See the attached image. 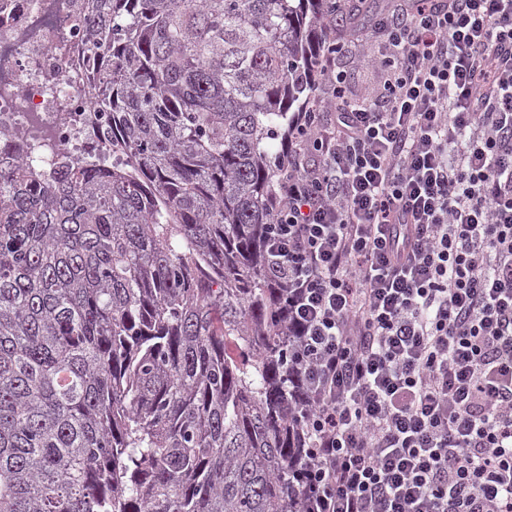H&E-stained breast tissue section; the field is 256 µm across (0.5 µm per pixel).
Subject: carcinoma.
I'll list each match as a JSON object with an SVG mask.
<instances>
[{"instance_id":"obj_1","label":"carcinoma","mask_w":512,"mask_h":512,"mask_svg":"<svg viewBox=\"0 0 512 512\" xmlns=\"http://www.w3.org/2000/svg\"><path fill=\"white\" fill-rule=\"evenodd\" d=\"M364 0H92L100 149L0 158V512H303L260 240L326 24Z\"/></svg>"}]
</instances>
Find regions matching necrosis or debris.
Returning <instances> with one entry per match:
<instances>
[{
    "mask_svg": "<svg viewBox=\"0 0 512 512\" xmlns=\"http://www.w3.org/2000/svg\"><path fill=\"white\" fill-rule=\"evenodd\" d=\"M91 0H0V152L34 169L77 162L95 127Z\"/></svg>",
    "mask_w": 512,
    "mask_h": 512,
    "instance_id": "4bbe7bcc",
    "label": "necrosis or debris"
}]
</instances>
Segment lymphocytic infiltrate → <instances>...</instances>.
<instances>
[{
    "label": "lymphocytic infiltrate",
    "mask_w": 512,
    "mask_h": 512,
    "mask_svg": "<svg viewBox=\"0 0 512 512\" xmlns=\"http://www.w3.org/2000/svg\"><path fill=\"white\" fill-rule=\"evenodd\" d=\"M330 40L268 226L304 512H512V0H392ZM370 57H360L352 53L341 58L340 63L349 74L350 89L354 94L364 95L379 83L380 75L369 61Z\"/></svg>",
    "instance_id": "1"
}]
</instances>
